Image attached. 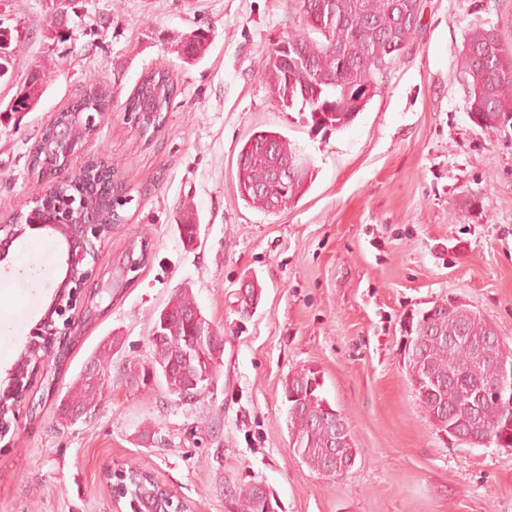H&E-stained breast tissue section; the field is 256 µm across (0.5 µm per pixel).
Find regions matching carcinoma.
<instances>
[{
    "mask_svg": "<svg viewBox=\"0 0 512 512\" xmlns=\"http://www.w3.org/2000/svg\"><path fill=\"white\" fill-rule=\"evenodd\" d=\"M302 19V28L288 34V55L278 58L272 48L265 64V79L272 99L283 109L299 108L308 112L311 127L340 130L348 126L369 101L367 91L380 92L385 81L380 78L400 57L402 46L416 34L400 21L398 7L410 0H294ZM18 28L0 26V80L6 78L10 66V46L19 38ZM209 43L199 31L185 39L181 56L184 62L203 58ZM457 70L467 101V112L477 117L474 124L484 130L512 126V48L505 45L498 30L482 24L471 27L457 49ZM43 83L40 73L33 72L6 105L7 112H29L40 101ZM175 96L174 83L165 72H152L140 82L126 102V111L140 121L148 133L162 125L165 113ZM109 94L98 87L83 92L62 119L75 123V112H106ZM303 155L288 138L276 131L253 133L241 147L237 159L236 190L248 205L263 211L286 209L305 191L311 166H306L294 181L283 184L276 171L291 159ZM65 162L42 154L36 144L30 154L29 167L38 174L51 172ZM105 168L102 162L90 165L84 177L74 175L63 182L55 201L64 203L72 194L88 197L95 212L105 224L119 221L116 212L125 205L117 195L95 190L92 175ZM197 309L192 297L178 292L160 311L150 336L154 358L148 363H129L124 370L126 381L139 380L143 388L166 386L170 394L181 396L191 382L194 396H204L209 378L203 377L198 364L186 370L167 369L177 356L179 344L199 330L190 312ZM415 336L418 352L429 372L415 362L406 366L409 380H420L416 396L424 407L429 422L437 430L453 429L495 436L505 432V421L495 399L488 400L479 416H474L470 401L477 388L493 389L499 382L495 360L505 351L502 341L491 336V325L480 313L465 305L446 301L416 313ZM464 329L466 340L448 349V337ZM489 339L485 346L488 362L473 368L470 342ZM113 344L101 347L96 359L97 372H86L71 385L66 397L70 404L91 410L101 403L110 353ZM154 370V383L146 378ZM315 378L311 368L296 370L283 384L287 397L307 389ZM336 409L316 388L312 398L295 406L288 403V433L294 453L307 466L323 474L331 455L356 460L354 442L343 448L332 441ZM238 512H266V496L256 484H246L234 492Z\"/></svg>",
    "mask_w": 512,
    "mask_h": 512,
    "instance_id": "cac0c4a2",
    "label": "carcinoma"
}]
</instances>
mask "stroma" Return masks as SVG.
Segmentation results:
<instances>
[{
    "label": "stroma",
    "instance_id": "1",
    "mask_svg": "<svg viewBox=\"0 0 512 512\" xmlns=\"http://www.w3.org/2000/svg\"><path fill=\"white\" fill-rule=\"evenodd\" d=\"M46 0H0L18 27L5 103L29 71L45 92L29 112L0 114V221L27 211L50 184L29 152L54 116L92 86L112 106L73 155L77 174L101 155L129 201L98 248L90 288L117 279L100 314L74 310L63 363L29 374L18 418L0 438V512H115L106 470L147 469L194 512H237L232 487L259 483L275 512H512V446L445 441L398 354L402 317L456 298L512 349V129L472 124L454 50L482 22L512 44V0H424L421 27L382 93L338 131L311 129L275 107L265 53L300 25L294 0H73L72 37L49 45ZM209 31L196 64L181 40ZM177 88L158 131L143 133L125 103L145 73ZM287 137L311 161L302 196L281 213L235 190L237 156L254 132ZM481 200L482 212L467 199ZM200 226H177L184 203ZM140 269L123 274L132 241ZM0 266V389L61 280V248L26 231ZM258 305L240 311L242 285ZM192 295L223 347L216 389L183 399L130 389L123 368L152 358L149 335L176 291ZM116 337L109 392L76 423L59 404L98 346ZM312 366L358 454L339 478L311 470L291 448L283 383Z\"/></svg>",
    "mask_w": 512,
    "mask_h": 512
}]
</instances>
